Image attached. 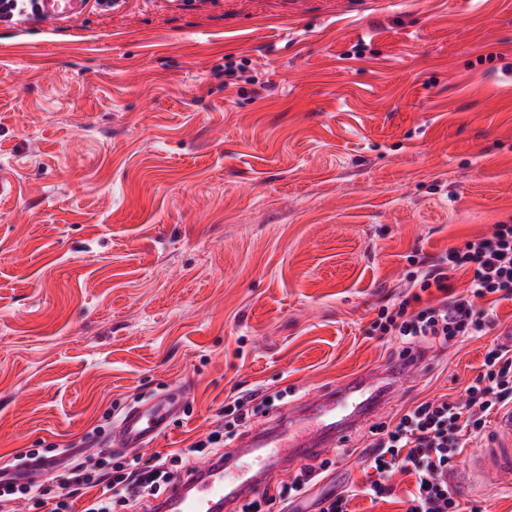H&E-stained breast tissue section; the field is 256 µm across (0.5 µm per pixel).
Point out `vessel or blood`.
I'll return each instance as SVG.
<instances>
[{"mask_svg":"<svg viewBox=\"0 0 512 512\" xmlns=\"http://www.w3.org/2000/svg\"><path fill=\"white\" fill-rule=\"evenodd\" d=\"M36 27L53 29L85 16L93 0H37ZM399 373L372 369L321 389L288 413L287 421L241 438L224 458L182 475L164 494L159 512H231L244 497L268 488L281 465L322 457L376 414ZM174 412L171 395L130 408L113 433L119 448H144L160 436ZM480 475L512 487V409L497 420L496 434L473 458Z\"/></svg>","mask_w":512,"mask_h":512,"instance_id":"b4317fda","label":"vessel or blood"}]
</instances>
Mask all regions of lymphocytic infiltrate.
Returning <instances> with one entry per match:
<instances>
[{
  "label": "lymphocytic infiltrate",
  "mask_w": 512,
  "mask_h": 512,
  "mask_svg": "<svg viewBox=\"0 0 512 512\" xmlns=\"http://www.w3.org/2000/svg\"><path fill=\"white\" fill-rule=\"evenodd\" d=\"M459 271L470 276L462 292L452 286ZM432 288L438 292L434 303L412 310V303L420 302L422 292ZM489 296L497 302L512 301V224L495 225L490 234L421 260L419 270L408 276L401 300L382 307L371 328L409 345L455 347L486 335L493 326V309L479 305ZM464 392V402L422 401L401 412L395 425L379 428L370 452L375 478L364 488V495L376 499L392 495L389 478L399 468L415 476L406 512H463L448 476L467 444L483 436L490 415L512 408V348L492 346ZM272 402L269 396L259 400L252 394L241 395L226 405V424L216 426L188 449L148 460L140 453L126 452L110 471L73 473L67 491L58 494L47 512H75L72 497L83 489L91 496L82 512H128L135 506L142 512H157L155 501L182 472L191 471L195 460L219 456L238 429L248 426L260 405ZM325 470L322 464L302 467L290 482L242 503L240 512H288Z\"/></svg>",
  "instance_id": "lymphocytic-infiltrate-1"
}]
</instances>
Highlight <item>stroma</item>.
<instances>
[{
  "label": "stroma",
  "mask_w": 512,
  "mask_h": 512,
  "mask_svg": "<svg viewBox=\"0 0 512 512\" xmlns=\"http://www.w3.org/2000/svg\"><path fill=\"white\" fill-rule=\"evenodd\" d=\"M0 468L89 455L178 405L144 456L373 366L417 260L512 224V0H122L0 23ZM485 336L426 349L313 495L364 485L372 427L459 400ZM37 19L22 22L21 25H35L43 30H51L63 23L73 22L85 16L94 0H36ZM101 10L112 9V0H95ZM173 396L158 398L130 408L113 433L115 448H145L167 428L174 413Z\"/></svg>",
  "instance_id": "stroma-1"
}]
</instances>
